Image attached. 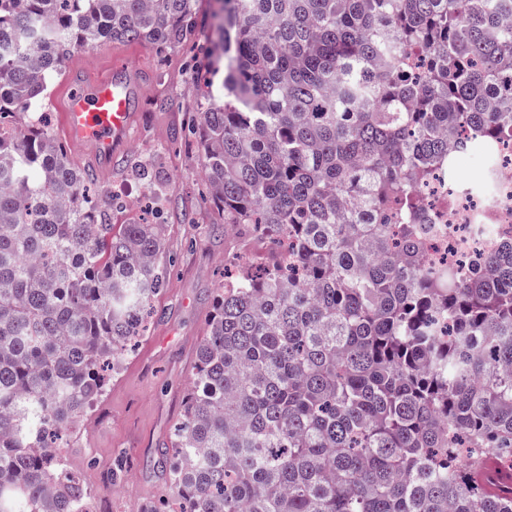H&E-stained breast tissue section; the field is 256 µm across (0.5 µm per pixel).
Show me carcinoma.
Segmentation results:
<instances>
[{
    "mask_svg": "<svg viewBox=\"0 0 512 512\" xmlns=\"http://www.w3.org/2000/svg\"><path fill=\"white\" fill-rule=\"evenodd\" d=\"M200 2L0 0V512H94L59 440L165 281L163 225L114 230L36 109L71 49L185 41ZM217 2L203 171L288 251L218 292L162 460L179 512H512V238L425 264L416 196L450 128L512 139V0Z\"/></svg>",
    "mask_w": 512,
    "mask_h": 512,
    "instance_id": "carcinoma-1",
    "label": "carcinoma"
}]
</instances>
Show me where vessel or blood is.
<instances>
[{
	"instance_id": "vessel-or-blood-1",
	"label": "vessel or blood",
	"mask_w": 512,
	"mask_h": 512,
	"mask_svg": "<svg viewBox=\"0 0 512 512\" xmlns=\"http://www.w3.org/2000/svg\"><path fill=\"white\" fill-rule=\"evenodd\" d=\"M65 137L85 151L89 166H111L126 150L133 121L127 87L102 79L66 88L59 102Z\"/></svg>"
}]
</instances>
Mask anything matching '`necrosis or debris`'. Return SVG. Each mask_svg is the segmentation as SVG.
I'll list each match as a JSON object with an SVG mask.
<instances>
[{
	"label": "necrosis or debris",
	"mask_w": 512,
	"mask_h": 512,
	"mask_svg": "<svg viewBox=\"0 0 512 512\" xmlns=\"http://www.w3.org/2000/svg\"><path fill=\"white\" fill-rule=\"evenodd\" d=\"M487 177L479 183L440 179L421 193V211L439 227L425 244L427 259L457 267L482 257L512 236V142L490 149Z\"/></svg>",
	"instance_id": "obj_1"
}]
</instances>
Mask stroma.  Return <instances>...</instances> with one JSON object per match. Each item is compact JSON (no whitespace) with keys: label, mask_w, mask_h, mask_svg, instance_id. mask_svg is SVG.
Instances as JSON below:
<instances>
[{"label":"stroma","mask_w":512,"mask_h":512,"mask_svg":"<svg viewBox=\"0 0 512 512\" xmlns=\"http://www.w3.org/2000/svg\"><path fill=\"white\" fill-rule=\"evenodd\" d=\"M208 36L203 29L193 41L161 51L147 42H105L72 50L63 64L67 71L83 68L91 79L125 65L138 69L127 150L110 169L95 171V189L115 197L113 223L164 226L166 279L153 301L155 315L89 414L79 440L65 451L71 467L100 497L102 512H139L168 491L161 453L183 415L224 267L264 252L257 234L225 232L192 132L199 116L190 102L191 75L204 61L200 48ZM118 458L123 471L117 486L112 468Z\"/></svg>","instance_id":"stroma-1"}]
</instances>
